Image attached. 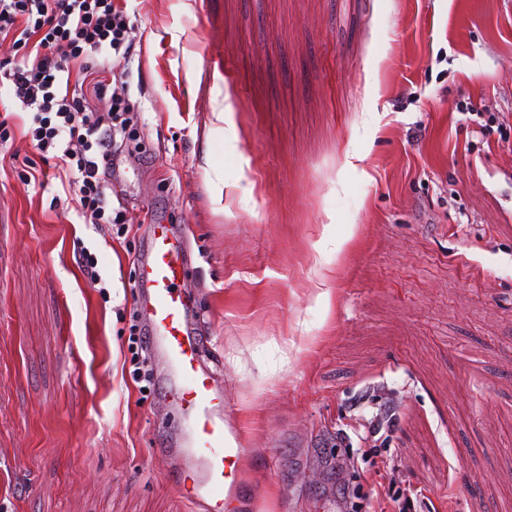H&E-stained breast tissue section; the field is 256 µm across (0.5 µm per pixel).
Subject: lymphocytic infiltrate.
Listing matches in <instances>:
<instances>
[{
	"label": "lymphocytic infiltrate",
	"mask_w": 512,
	"mask_h": 512,
	"mask_svg": "<svg viewBox=\"0 0 512 512\" xmlns=\"http://www.w3.org/2000/svg\"><path fill=\"white\" fill-rule=\"evenodd\" d=\"M0 39L19 51L0 62V80L31 114V140L67 173L90 223H122L106 210V189L132 116L91 74L100 55L116 69L128 62L132 31L124 10L115 0H0Z\"/></svg>",
	"instance_id": "1"
}]
</instances>
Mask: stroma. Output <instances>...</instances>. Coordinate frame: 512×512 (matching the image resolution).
Listing matches in <instances>:
<instances>
[{
	"instance_id": "obj_1",
	"label": "stroma",
	"mask_w": 512,
	"mask_h": 512,
	"mask_svg": "<svg viewBox=\"0 0 512 512\" xmlns=\"http://www.w3.org/2000/svg\"><path fill=\"white\" fill-rule=\"evenodd\" d=\"M125 11L123 81L94 62L136 115L106 193L124 223H86L0 88V512H192L156 454L163 372L132 375L154 224L188 237L246 450L233 512H367L380 485L512 512V0Z\"/></svg>"
}]
</instances>
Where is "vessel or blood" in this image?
<instances>
[{"mask_svg":"<svg viewBox=\"0 0 512 512\" xmlns=\"http://www.w3.org/2000/svg\"><path fill=\"white\" fill-rule=\"evenodd\" d=\"M188 261L173 227L154 225L135 283L136 309L148 350L162 364L167 402L181 417L179 436L162 455L188 478L190 504L205 512H229L240 489L244 450L224 420V397L203 362L206 342L189 320L182 286Z\"/></svg>","mask_w":512,"mask_h":512,"instance_id":"vessel-or-blood-1","label":"vessel or blood"}]
</instances>
